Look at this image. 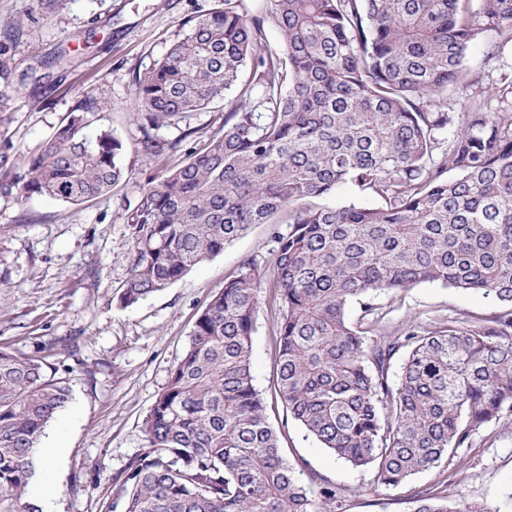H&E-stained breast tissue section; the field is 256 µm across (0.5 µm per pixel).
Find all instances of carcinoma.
Masks as SVG:
<instances>
[{"instance_id":"obj_1","label":"carcinoma","mask_w":512,"mask_h":512,"mask_svg":"<svg viewBox=\"0 0 512 512\" xmlns=\"http://www.w3.org/2000/svg\"><path fill=\"white\" fill-rule=\"evenodd\" d=\"M267 19L280 53L264 44ZM488 32L512 42V0H266L264 19L248 16L245 0H215L135 77L136 145L149 161L181 147L158 134L168 121L212 105L224 121L151 178L128 213L120 304L268 225L276 398L321 447L374 469L380 486L435 467L512 415V106L493 112L480 97L448 111V98L475 83L465 60ZM248 64L254 81L242 84ZM110 109L83 95L23 176L1 152L0 193L79 204L111 191L125 176V143L101 124ZM348 182L379 204L307 205ZM285 209L283 232L273 218ZM263 276L243 259L197 317L110 512H336V486L298 479L254 384ZM421 283L480 293L497 312L486 324L374 338L375 295ZM48 358L47 347H0V512H40L28 496L36 449L72 395ZM415 503L414 512H465L446 494Z\"/></svg>"}]
</instances>
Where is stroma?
Listing matches in <instances>:
<instances>
[{"instance_id":"1","label":"stroma","mask_w":512,"mask_h":512,"mask_svg":"<svg viewBox=\"0 0 512 512\" xmlns=\"http://www.w3.org/2000/svg\"><path fill=\"white\" fill-rule=\"evenodd\" d=\"M212 5L69 0L64 11L47 15L37 0H0V16L18 27L0 31V44L7 47L0 65L10 69L14 87L0 112V151L8 150L14 172L25 171L31 151L89 90L112 105L106 123L126 145L129 172L110 193L79 204L0 195V346L26 354L53 346L72 388L70 403L46 431L44 442L55 452L51 466L31 483V495L40 497L45 512H107L117 476L145 449L142 421L198 315L239 262L253 257L267 273L258 290L252 372L269 396L270 422L288 425L281 447L289 459L304 460L303 482L335 485L336 512H413L414 496L426 493L448 494L473 512H512V419L480 430L471 447L395 488L378 486L373 470L338 460L296 422L286 421L282 405L271 399L278 304L268 273L275 248L268 225L252 226L168 288L134 306L119 305L133 245L127 214L150 176L184 159L179 152L156 163L137 153L139 129L130 109L134 77L166 54L182 19ZM497 41L488 34L471 47L467 65L477 82L456 91L454 111H463L477 92L512 84V43L500 60H484ZM61 50L70 55L68 66L53 62ZM374 303L378 333L392 337L413 324L431 328L451 318L476 324L496 311L482 295L430 283L380 293Z\"/></svg>"}]
</instances>
